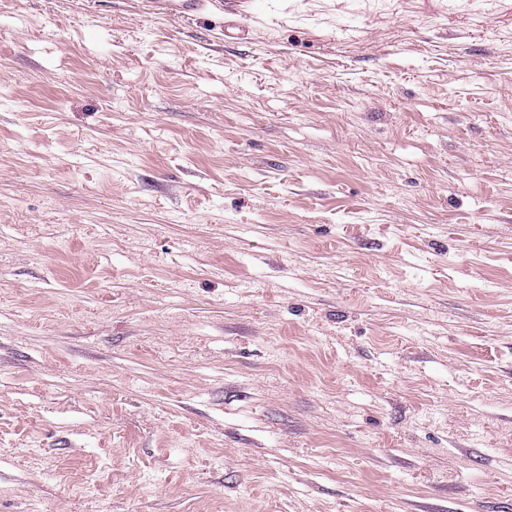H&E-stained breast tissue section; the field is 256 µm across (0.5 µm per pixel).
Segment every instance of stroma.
<instances>
[{"label":"stroma","instance_id":"1","mask_svg":"<svg viewBox=\"0 0 512 512\" xmlns=\"http://www.w3.org/2000/svg\"><path fill=\"white\" fill-rule=\"evenodd\" d=\"M0 0V512H512V0Z\"/></svg>","mask_w":512,"mask_h":512}]
</instances>
